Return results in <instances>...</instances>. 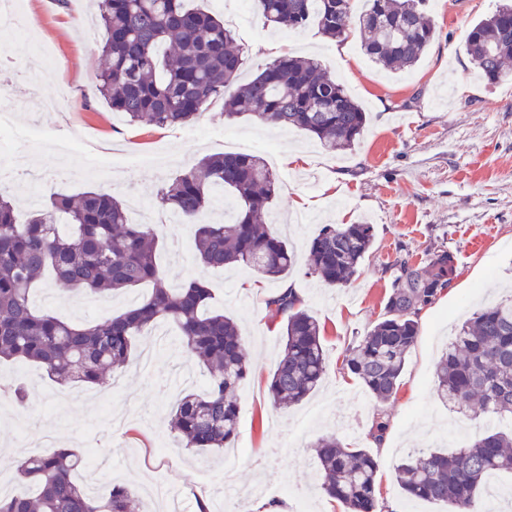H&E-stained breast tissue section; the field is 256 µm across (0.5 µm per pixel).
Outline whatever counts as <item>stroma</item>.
<instances>
[{
	"label": "stroma",
	"instance_id": "1",
	"mask_svg": "<svg viewBox=\"0 0 512 512\" xmlns=\"http://www.w3.org/2000/svg\"><path fill=\"white\" fill-rule=\"evenodd\" d=\"M501 0H458L434 11L436 38L423 59L405 71H385L360 48L357 35L335 43L317 26L281 33L286 55L318 58L322 67L347 87L368 115L367 127L349 150L328 153L294 127L234 120L214 104L194 124L156 128L127 124L97 91L103 37L80 42L76 30L89 21V0H19L31 34H16L6 52L23 61L35 44L49 48L53 65L40 92L56 100L57 113L38 123L73 140L113 142L117 151L139 156L162 153L168 163L128 168L125 178L112 174L89 178L58 174L56 155L47 147L15 140L0 131V156L27 155L44 189L29 195L10 182L20 215L48 203L51 193L105 189L127 202L142 197L157 204L160 188L202 157L232 152L245 139L277 177L270 207L272 229L296 252L286 280H268L245 268L210 270L195 258L191 228L164 224L157 263L167 285L188 277L207 282L212 308L231 317L247 342L250 371L238 391L240 406L235 453L211 454L185 448L168 427L177 392H202L206 370L183 357L174 327L165 338L139 336L130 362L112 375V401L89 399L84 383L61 385L35 363L1 360L0 379L21 383L29 392L26 408L0 398V449L32 454L36 444L96 456L94 467H80L76 480L91 495L107 496L113 485L138 487L166 481L179 494L183 512H196V491L224 497V470L233 467L240 488L265 482L269 498L288 512H344L320 490L310 445L333 435L355 448L372 449L379 464L377 512H447L444 505L408 500L395 468L408 449L425 446L446 452L464 447L475 435L467 420L442 405L433 390L434 367L449 346L457 324L475 309L512 296V78L487 84L466 52L471 24L492 15ZM191 5L230 20L245 51L243 76L258 72L263 61L254 51L269 36L241 0H190ZM299 163L283 162L287 150ZM373 224L375 241L351 283L330 288L307 273V246L326 224ZM454 254L458 277L423 310L419 336L402 374L396 396L382 405L361 382L343 370L342 359L378 321L402 255L424 260L428 252ZM291 283L305 309L323 328L327 374L317 391L292 408H280L269 395L270 377L283 347V318L266 306L283 283ZM144 288L118 291L106 298L60 294L42 283L31 298L36 307L63 320L87 324L123 312L147 296ZM384 411L388 428L374 442L371 427Z\"/></svg>",
	"mask_w": 512,
	"mask_h": 512
}]
</instances>
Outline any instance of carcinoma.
<instances>
[{
    "instance_id": "1",
    "label": "carcinoma",
    "mask_w": 512,
    "mask_h": 512,
    "mask_svg": "<svg viewBox=\"0 0 512 512\" xmlns=\"http://www.w3.org/2000/svg\"><path fill=\"white\" fill-rule=\"evenodd\" d=\"M105 30L98 91L131 123L157 128L188 124L220 101L224 117L250 116L265 125L295 127L321 149H348L363 135L367 115L344 85L312 57L283 56L253 78L240 81L243 48L224 22L186 0H94ZM252 0L264 25L300 31L314 23L331 39L353 28L364 54L387 71L415 66L434 41L430 0ZM466 50L480 76L495 84L512 61V0L475 21ZM233 197L230 222H204L216 191ZM277 182L254 153L205 158L159 191L162 206L194 230V249L210 268L244 265L269 279L288 275L295 253L268 222ZM158 236L148 224H132L126 205L109 193L54 195L28 221L0 188V359L44 367L52 380L102 385L125 365L137 336L160 321L175 325L180 352L208 371L203 393L184 395L170 414V429L186 448L220 450L238 435L237 390L249 372L245 341L234 320L211 307L200 279L177 288L156 263ZM374 240L371 224H327L309 244L308 274L343 287L357 274ZM384 313L344 355L342 366L383 404L398 391L417 342L418 317L457 277L454 256L434 250L423 261L405 255ZM68 291L103 296L143 284L151 294L101 322L75 325L31 302L46 275ZM285 318L284 348L270 379L273 402L291 407L320 385L327 356L318 320L290 290L266 301ZM437 399L477 424L472 443L453 453L411 448L396 466L397 481L411 499L476 512L485 478L512 474V432L485 427L488 418L512 421V297L486 305L456 330L434 373ZM311 448L324 493L346 512H376L378 462L364 448L323 436ZM80 454L59 448L27 457L19 470L34 487L29 495L0 496V512H134L135 492L114 486L94 498L73 479Z\"/></svg>"
}]
</instances>
